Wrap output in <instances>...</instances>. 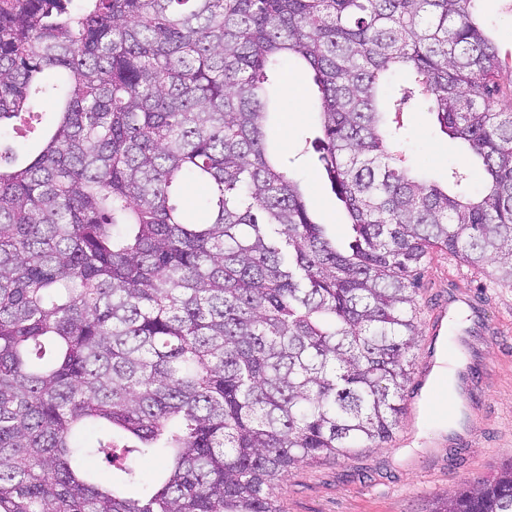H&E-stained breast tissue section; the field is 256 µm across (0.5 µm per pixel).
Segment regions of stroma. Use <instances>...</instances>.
<instances>
[{
    "mask_svg": "<svg viewBox=\"0 0 512 512\" xmlns=\"http://www.w3.org/2000/svg\"><path fill=\"white\" fill-rule=\"evenodd\" d=\"M270 88L268 141L291 158L290 170L302 181L310 209L328 235L344 243L347 220L317 170L313 153L306 150L307 140L319 131L313 111L319 92L313 74L293 59L271 74ZM404 149L415 167L433 176L446 175L465 160L460 146L438 136L432 114L420 104L407 115ZM454 267L464 274V289L487 293L485 314L496 329L487 333L476 318L462 315L457 334L436 342L449 350L454 370H479L481 399L459 404L454 417L444 422L408 409L386 447L283 477L277 495L285 512H427L438 495L491 476L512 461V286L493 283L448 251L432 250L421 275L422 331L413 350L414 369L430 372L437 365L432 353L436 342L426 329L437 297L448 288V271Z\"/></svg>",
    "mask_w": 512,
    "mask_h": 512,
    "instance_id": "obj_1",
    "label": "stroma"
}]
</instances>
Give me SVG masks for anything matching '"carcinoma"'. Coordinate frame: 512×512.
<instances>
[{
    "label": "carcinoma",
    "instance_id": "1",
    "mask_svg": "<svg viewBox=\"0 0 512 512\" xmlns=\"http://www.w3.org/2000/svg\"><path fill=\"white\" fill-rule=\"evenodd\" d=\"M481 2L0 0V512H284L285 474L391 441L429 249L512 285V68ZM291 57L341 248L268 148ZM410 101L481 191L410 164ZM429 512H512V462Z\"/></svg>",
    "mask_w": 512,
    "mask_h": 512
}]
</instances>
